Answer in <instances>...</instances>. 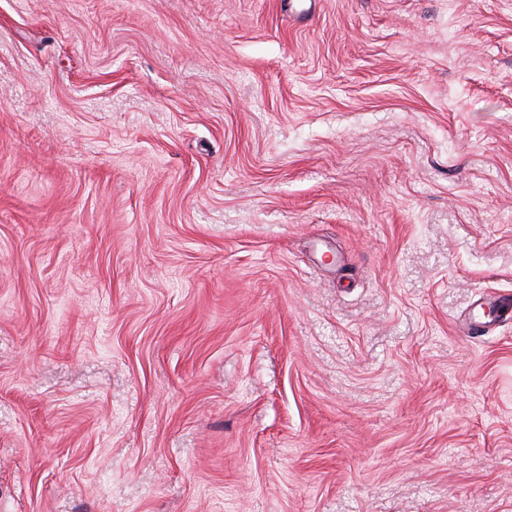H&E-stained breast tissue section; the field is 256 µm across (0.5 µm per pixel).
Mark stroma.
I'll return each instance as SVG.
<instances>
[{
  "instance_id": "obj_1",
  "label": "stroma",
  "mask_w": 512,
  "mask_h": 512,
  "mask_svg": "<svg viewBox=\"0 0 512 512\" xmlns=\"http://www.w3.org/2000/svg\"><path fill=\"white\" fill-rule=\"evenodd\" d=\"M512 0H0V512H512Z\"/></svg>"
}]
</instances>
